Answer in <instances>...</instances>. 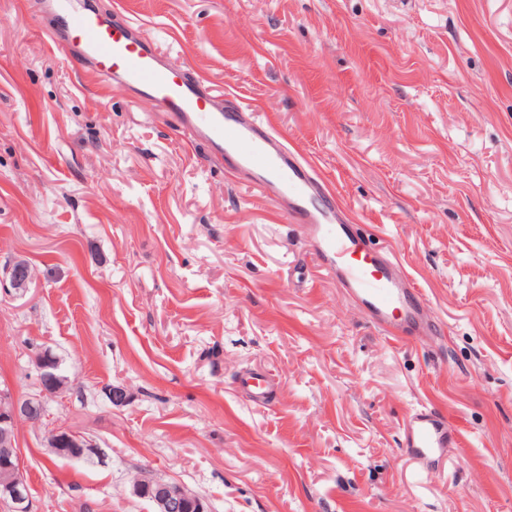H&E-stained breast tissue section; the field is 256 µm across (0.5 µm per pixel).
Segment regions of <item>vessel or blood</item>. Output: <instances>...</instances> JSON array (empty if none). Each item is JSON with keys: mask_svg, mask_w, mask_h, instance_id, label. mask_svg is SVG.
Segmentation results:
<instances>
[{"mask_svg": "<svg viewBox=\"0 0 512 512\" xmlns=\"http://www.w3.org/2000/svg\"><path fill=\"white\" fill-rule=\"evenodd\" d=\"M56 2L62 30L61 38L52 42L56 51L79 48L97 77L120 80L136 93L160 101L191 141L204 143L210 155L226 161L231 170L247 172L261 196L280 193L291 198L293 220L305 227L315 244L317 267L343 284L384 335L399 339L434 331L413 280L396 276L394 261L372 253L354 225L336 221V210L326 198V184L313 159L288 149L256 113L234 103L216 108L199 81L160 62L141 25L113 23L75 0ZM237 385L255 405H268L272 390L255 375H241ZM453 443L438 412L427 407L410 412L401 446L418 463L427 466L439 461Z\"/></svg>", "mask_w": 512, "mask_h": 512, "instance_id": "obj_1", "label": "vessel or blood"}]
</instances>
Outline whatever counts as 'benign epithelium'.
Returning <instances> with one entry per match:
<instances>
[{
	"mask_svg": "<svg viewBox=\"0 0 512 512\" xmlns=\"http://www.w3.org/2000/svg\"><path fill=\"white\" fill-rule=\"evenodd\" d=\"M33 280V271L26 264H17L12 271V285L25 288ZM40 370V392L25 398L10 397L5 405L0 407V458L17 460L13 468L15 477L0 484V498L12 504L13 512H31L30 495L27 485L22 478V461L17 446V424L25 420L32 424H41L46 419V407L43 396H58L65 391V385L59 382L53 373ZM48 443L50 448L69 459H79L91 452V444L71 431L57 427L49 431ZM151 501L157 512H184L186 503L193 501L198 506V512H205L201 498L188 492L181 486L159 482L150 493Z\"/></svg>",
	"mask_w": 512,
	"mask_h": 512,
	"instance_id": "7a95c632",
	"label": "benign epithelium"
}]
</instances>
